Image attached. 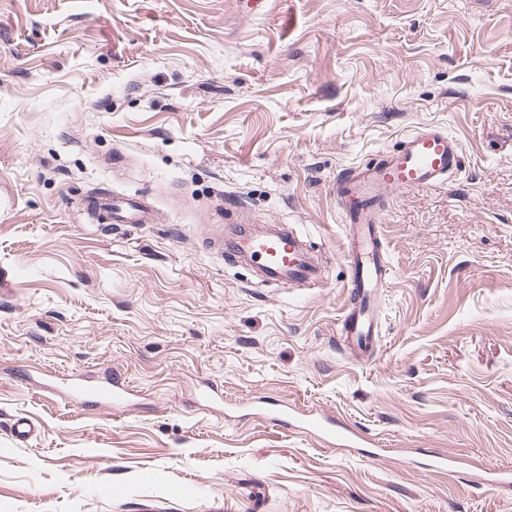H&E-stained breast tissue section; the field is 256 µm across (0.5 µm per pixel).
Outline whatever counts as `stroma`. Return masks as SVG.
<instances>
[{
  "mask_svg": "<svg viewBox=\"0 0 512 512\" xmlns=\"http://www.w3.org/2000/svg\"><path fill=\"white\" fill-rule=\"evenodd\" d=\"M427 126L463 166L384 213L358 359L336 178ZM114 193L155 222L96 220ZM239 224L293 229L325 278L211 248ZM79 374L133 392L75 399ZM509 466L512 0H0V512H512L481 483ZM300 426L305 430H312L316 435L326 444L335 446L332 440H336V436L339 435L345 442H352L358 438L365 442L369 441L366 437H363L355 430L351 428H337L334 419L329 417H323L317 415L315 417H309L303 421H300Z\"/></svg>",
  "mask_w": 512,
  "mask_h": 512,
  "instance_id": "35a3bbf8",
  "label": "stroma"
}]
</instances>
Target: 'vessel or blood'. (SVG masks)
<instances>
[{
    "label": "vessel or blood",
    "instance_id": "vessel-or-blood-1",
    "mask_svg": "<svg viewBox=\"0 0 512 512\" xmlns=\"http://www.w3.org/2000/svg\"><path fill=\"white\" fill-rule=\"evenodd\" d=\"M461 167L457 141L440 129L423 128L405 134L379 159L359 164L337 177L336 193L347 224V258L352 268L347 282L352 305L341 322V334L353 356L366 357L372 352L370 338L376 328V303L390 278L381 217L393 193L439 187ZM98 207L116 224H147L153 217L152 206L140 197L120 204L102 199ZM213 241L224 244L229 252L247 256L269 275L288 282H305L320 276L295 234L285 230L266 238L229 240L219 231ZM71 390L116 408L122 407L127 398L124 385L109 378H80ZM302 427L314 431L327 444L338 437L350 442L357 436L355 430L337 428L334 419L320 415L303 420Z\"/></svg>",
    "mask_w": 512,
    "mask_h": 512
}]
</instances>
